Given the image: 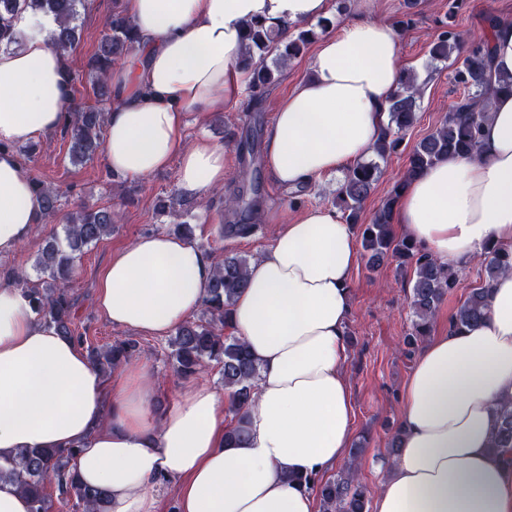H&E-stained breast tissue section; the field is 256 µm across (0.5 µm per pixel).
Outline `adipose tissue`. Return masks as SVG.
Returning <instances> with one entry per match:
<instances>
[{
    "label": "adipose tissue",
    "mask_w": 512,
    "mask_h": 512,
    "mask_svg": "<svg viewBox=\"0 0 512 512\" xmlns=\"http://www.w3.org/2000/svg\"><path fill=\"white\" fill-rule=\"evenodd\" d=\"M122 8L141 55L112 71L105 157L131 180L178 161L180 191L198 199L223 185L226 151L205 137L187 141L186 115L223 111L247 87L236 65L246 23L285 31L326 17L330 0H122ZM14 26L19 45L0 49V256L29 242L40 208L16 149L56 131L70 100L53 18L23 9ZM402 75L389 21L341 22L321 40L310 76L278 104L264 144L270 175L294 188L368 155ZM260 218L274 229L272 244L250 264L231 309L260 370L243 443H225L223 395L207 382L188 383L155 412L145 368L112 384L74 340L39 320L20 288L0 282V469L21 448L71 447V471L104 491L108 512H157L164 477L180 481L178 512H316L296 478L347 454L344 331L359 254L336 209ZM395 222L458 267L489 244H512L511 92L494 97L476 155L448 157L407 182ZM213 274V256L193 240L146 235L112 255L98 308L112 325L166 336L201 308ZM400 400L399 450L372 512H512V462L490 451L497 412L512 401V270L491 283L482 322L426 343Z\"/></svg>",
    "instance_id": "ef3b65f1"
}]
</instances>
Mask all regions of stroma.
I'll use <instances>...</instances> for the list:
<instances>
[{
    "label": "stroma",
    "instance_id": "obj_1",
    "mask_svg": "<svg viewBox=\"0 0 512 512\" xmlns=\"http://www.w3.org/2000/svg\"><path fill=\"white\" fill-rule=\"evenodd\" d=\"M379 11L394 22L406 13L405 0H332L331 17L340 22L356 15ZM112 11V0H94L90 10L80 20V37L68 57V66L75 76L76 101L85 106L107 109L108 101L97 98L88 79L87 63L94 54L104 30L106 17ZM497 16L512 21V0H465L449 12L448 0H419L408 29L401 31L403 63L415 71L424 84V93L418 101V121L410 128L401 149L382 165L379 180L361 211L362 222H370L382 201L390 194L395 182L408 165L411 149L431 134L449 107L457 101L463 87L454 80V68L448 62L429 59V45L444 20H452L456 28L465 30L472 39L484 38L488 33L486 19ZM314 46H307L302 56L292 60L280 81L273 85L260 103L257 112L246 111V99L230 101L222 116H186V139L194 141L205 136L222 144L227 153V169L222 187L213 189L205 198L203 207L192 208L187 216L195 227L194 242L205 252L260 256L271 244L272 228L260 225L247 238H225L220 231L230 220L224 209L226 197L250 190L251 180L245 177L246 165L237 147L253 122L269 126L279 100L287 96L293 86L310 74ZM38 151L32 160L24 161L26 172L51 187L74 186L81 200L90 205H110L122 212L121 221L112 233L91 246L76 266L68 289L74 303L73 326L83 334V351L102 349L113 339L127 337V330L115 327L96 308L97 282L112 254L137 238L150 234H170L177 216L162 215L156 210L158 198L171 195L178 189V166L165 169L143 180L121 178L108 180L105 156L82 166L72 165L68 158V144L59 134L37 138ZM255 166L262 185V208L275 209L294 216L310 207H331L341 176H325L314 184L293 193L278 185L266 169L264 159ZM61 221L35 225L29 243L17 253L0 256V278L14 272H25L29 280H36L34 262L46 240L61 235ZM483 275L481 261H473L464 268L457 288L440 304L433 323V335L446 333L448 320L455 313L469 288L479 284ZM411 272L398 268L396 260H389L372 269L366 259H359L350 277L351 312L346 324L347 359L345 371L353 393L354 422L352 442L363 444L359 471L369 486H378L386 472L387 448L398 429L400 395L414 354L408 353L404 338L410 328L409 282ZM141 354L138 365L153 375L156 385L154 404L165 408L174 404L186 384L170 364L168 337L142 336L138 339Z\"/></svg>",
    "mask_w": 512,
    "mask_h": 512
}]
</instances>
